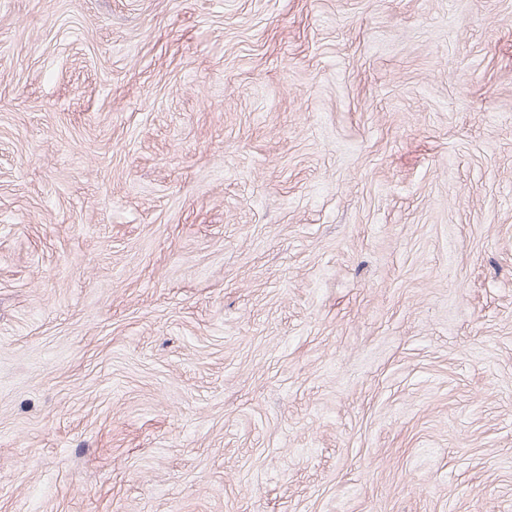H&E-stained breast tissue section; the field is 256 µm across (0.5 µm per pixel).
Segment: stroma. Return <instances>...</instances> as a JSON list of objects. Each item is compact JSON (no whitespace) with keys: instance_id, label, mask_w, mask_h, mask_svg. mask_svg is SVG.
<instances>
[{"instance_id":"1","label":"stroma","mask_w":512,"mask_h":512,"mask_svg":"<svg viewBox=\"0 0 512 512\" xmlns=\"http://www.w3.org/2000/svg\"><path fill=\"white\" fill-rule=\"evenodd\" d=\"M0 512H512V0H0Z\"/></svg>"}]
</instances>
